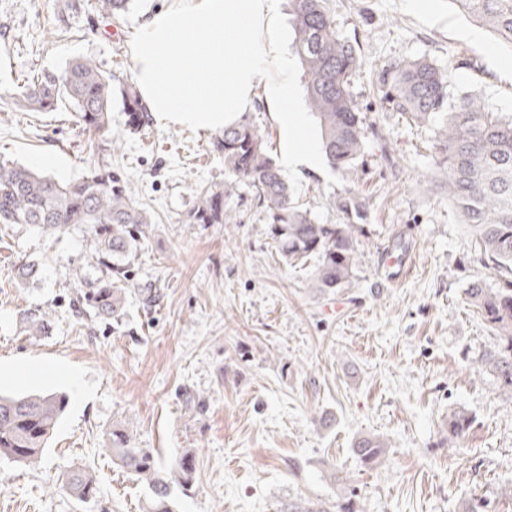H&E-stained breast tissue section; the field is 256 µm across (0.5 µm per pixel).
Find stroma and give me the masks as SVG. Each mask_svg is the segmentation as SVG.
Instances as JSON below:
<instances>
[{
    "label": "stroma",
    "instance_id": "stroma-1",
    "mask_svg": "<svg viewBox=\"0 0 512 512\" xmlns=\"http://www.w3.org/2000/svg\"><path fill=\"white\" fill-rule=\"evenodd\" d=\"M168 4L136 0L110 20L83 0L71 32L59 33L58 0H0V158L61 182L81 177L94 158L72 107L24 112L7 99L29 73L77 57L94 59L113 91L130 87L133 36ZM331 7L363 61L366 171L325 164L284 178L321 224L343 223L348 189L364 198L350 284L319 293L312 263H284L247 188L227 203L234 223H188L192 185L224 181L215 133L157 121L135 133L114 105L112 163L153 217L128 260L124 318L81 319L73 307L82 281L101 275L92 228L0 224V392L69 401L38 465L0 458V512H144L145 487L112 460L116 430L167 468L193 455L196 478L191 490L173 487L175 512H281L299 499L350 500L358 512H462L481 499L488 512H512L500 495L512 480V401L476 369L496 338L465 297L470 282L493 287L498 274L438 183L432 127L386 111L368 87L384 61L425 56L450 87L509 114L512 53L466 39L471 22L451 0H436L431 19L404 0ZM24 262L38 269L26 283L14 275ZM28 312L47 315L48 335H28ZM460 407L475 423L451 448L446 422ZM361 435L388 444L375 468L352 453ZM78 467L97 479L83 501L60 486Z\"/></svg>",
    "mask_w": 512,
    "mask_h": 512
}]
</instances>
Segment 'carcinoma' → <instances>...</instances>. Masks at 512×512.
Returning <instances> with one entry per match:
<instances>
[{"label":"carcinoma","instance_id":"cac0c4a2","mask_svg":"<svg viewBox=\"0 0 512 512\" xmlns=\"http://www.w3.org/2000/svg\"><path fill=\"white\" fill-rule=\"evenodd\" d=\"M99 12L119 17L133 0H98ZM481 28L512 51V0H452ZM80 0H61L55 28L66 33ZM293 47L304 80L306 102L321 128L329 166L358 172L365 152L364 122L353 93L362 60L355 47L336 30L330 0H288ZM373 89L382 105L417 126L436 125L434 149L444 174L441 185L448 203L475 238L484 264L500 274L495 288L478 280L467 288L474 306L497 335L495 346L477 361L501 394L512 400V115L490 112L481 98L466 91L456 95L444 71L425 59H392L378 71ZM20 110L50 112L65 101L82 129L92 134L89 150L98 162L78 180L59 182L21 164L0 160V224H39L52 229L90 224L98 242V266L105 277L88 284L76 297L82 313L118 320L128 295L127 260L146 238L151 216L137 206L126 177L112 168V83L91 58H76L58 73L33 76L12 97ZM128 126L147 130L151 117L135 90L121 91ZM224 155V184L194 189L188 212L191 224H229L226 200L241 186L253 192L267 220L269 235L289 263L315 259L312 286L330 292L348 286L358 254L357 222L365 219V201L353 190L339 199L344 224H320L292 199L288 184L271 156V145L247 119L224 128L216 139ZM27 332L41 336L51 327L46 315L24 317ZM67 406L65 396L51 393L0 394V457L35 465ZM473 416L458 408L448 414V446L470 431ZM112 457L148 490L146 512H173L172 486L186 490L194 483L192 455L184 453L166 470L147 448H138L121 431L112 432ZM386 443L362 436L352 451L372 468L381 463ZM65 488L85 500L96 492L89 470L63 476ZM284 512H357L351 502L331 508L322 501L288 503Z\"/></svg>","mask_w":512,"mask_h":512}]
</instances>
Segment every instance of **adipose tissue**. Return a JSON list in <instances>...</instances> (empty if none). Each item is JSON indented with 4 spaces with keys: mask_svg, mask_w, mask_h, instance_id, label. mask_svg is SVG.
Wrapping results in <instances>:
<instances>
[{
    "mask_svg": "<svg viewBox=\"0 0 512 512\" xmlns=\"http://www.w3.org/2000/svg\"><path fill=\"white\" fill-rule=\"evenodd\" d=\"M291 69L277 0H171L133 44L135 87L160 122L219 131L261 90L281 132L282 166L314 168L321 159Z\"/></svg>",
    "mask_w": 512,
    "mask_h": 512,
    "instance_id": "obj_1",
    "label": "adipose tissue"
}]
</instances>
